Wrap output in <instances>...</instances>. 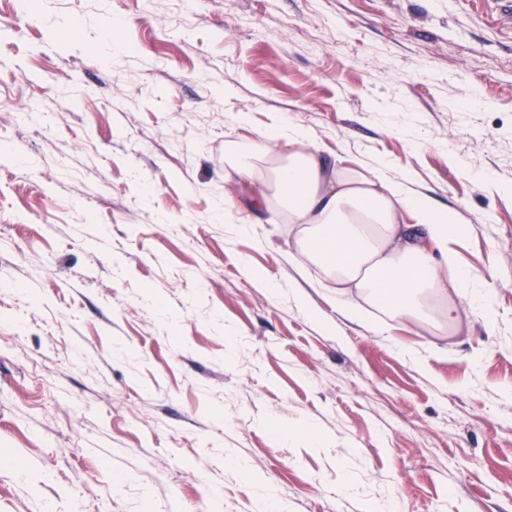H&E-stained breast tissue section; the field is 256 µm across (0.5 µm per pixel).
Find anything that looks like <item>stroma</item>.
<instances>
[{
  "label": "stroma",
  "instance_id": "obj_1",
  "mask_svg": "<svg viewBox=\"0 0 512 512\" xmlns=\"http://www.w3.org/2000/svg\"><path fill=\"white\" fill-rule=\"evenodd\" d=\"M282 116L455 213L493 314L309 318L287 216L224 170ZM263 485L512 512V0H0V512H256Z\"/></svg>",
  "mask_w": 512,
  "mask_h": 512
}]
</instances>
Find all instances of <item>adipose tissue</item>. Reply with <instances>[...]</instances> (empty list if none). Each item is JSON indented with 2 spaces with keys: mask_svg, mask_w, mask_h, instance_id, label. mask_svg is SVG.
Masks as SVG:
<instances>
[{
  "mask_svg": "<svg viewBox=\"0 0 512 512\" xmlns=\"http://www.w3.org/2000/svg\"><path fill=\"white\" fill-rule=\"evenodd\" d=\"M284 141L290 151L269 175L275 194L256 200L287 210L295 248L288 259L319 269V285L329 290L337 314L356 322L368 305L384 315L373 326L378 334L405 321L442 336L461 307H490L493 288L473 291L472 277L456 267L449 247L466 226L404 182L345 172L309 131L283 120L249 145L228 144L224 164L241 180L256 182L255 155ZM410 214L416 223H407Z\"/></svg>",
  "mask_w": 512,
  "mask_h": 512,
  "instance_id": "ef3b65f1",
  "label": "adipose tissue"
}]
</instances>
